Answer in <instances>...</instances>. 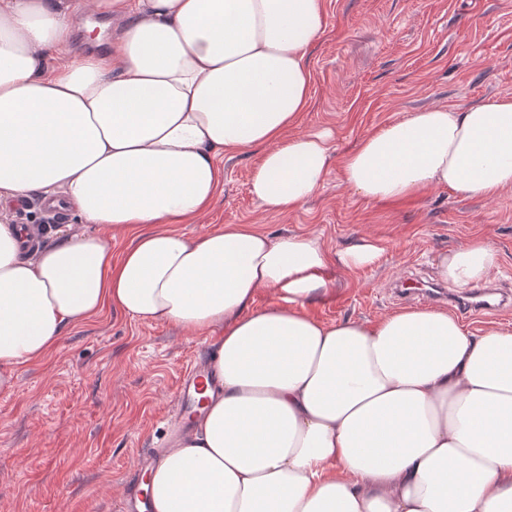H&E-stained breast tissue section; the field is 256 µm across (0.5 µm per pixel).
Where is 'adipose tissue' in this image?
<instances>
[{
	"label": "adipose tissue",
	"mask_w": 512,
	"mask_h": 512,
	"mask_svg": "<svg viewBox=\"0 0 512 512\" xmlns=\"http://www.w3.org/2000/svg\"><path fill=\"white\" fill-rule=\"evenodd\" d=\"M76 13L118 34L51 64ZM326 19L324 0H0V209L62 194L83 224L30 251L0 220V386L110 306L216 335L206 408L150 469L145 512H512L511 328L476 336L430 307L326 323L308 304L381 247L177 230L253 149L250 192L278 213L334 166L373 202L512 188V95L411 113L338 160L331 131L295 133ZM496 263L478 237L435 272L462 288Z\"/></svg>",
	"instance_id": "1"
}]
</instances>
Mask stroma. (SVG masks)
Instances as JSON below:
<instances>
[{
  "label": "stroma",
  "mask_w": 512,
  "mask_h": 512,
  "mask_svg": "<svg viewBox=\"0 0 512 512\" xmlns=\"http://www.w3.org/2000/svg\"><path fill=\"white\" fill-rule=\"evenodd\" d=\"M327 26L310 50L313 100L297 130L334 132L335 156L383 124L434 106L465 107L512 94V0H324ZM258 152L224 162L219 199L181 225L196 236L224 224L269 234H319L329 249L379 241L376 264L337 271L335 294L310 304L327 323L374 322L405 307H433L434 261L474 237L498 261L487 278L512 288V189L464 197L433 186L389 203L362 200L331 168L296 210L266 211L249 191ZM44 230L79 228L73 209L52 222L40 199L0 214ZM207 334L108 310L67 333L39 364L0 387V512H124L144 481L137 462L169 441L182 370L209 355Z\"/></svg>",
  "instance_id": "stroma-1"
}]
</instances>
